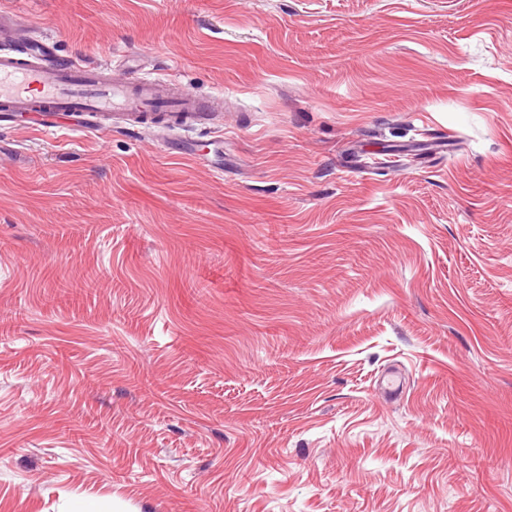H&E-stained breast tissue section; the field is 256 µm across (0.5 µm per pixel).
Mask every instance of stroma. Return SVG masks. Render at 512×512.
I'll return each instance as SVG.
<instances>
[{
  "instance_id": "obj_1",
  "label": "stroma",
  "mask_w": 512,
  "mask_h": 512,
  "mask_svg": "<svg viewBox=\"0 0 512 512\" xmlns=\"http://www.w3.org/2000/svg\"><path fill=\"white\" fill-rule=\"evenodd\" d=\"M0 7L224 100L0 124V512H512V0Z\"/></svg>"
}]
</instances>
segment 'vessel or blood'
I'll return each instance as SVG.
<instances>
[{"label": "vessel or blood", "mask_w": 512, "mask_h": 512, "mask_svg": "<svg viewBox=\"0 0 512 512\" xmlns=\"http://www.w3.org/2000/svg\"><path fill=\"white\" fill-rule=\"evenodd\" d=\"M37 104L44 109L46 127L52 128L64 114H97L131 125L157 110L202 118L214 101L174 79L144 78L135 65L117 80L111 69L75 57L51 68L38 49L25 58L1 54L0 112L17 114Z\"/></svg>", "instance_id": "vessel-or-blood-1"}]
</instances>
